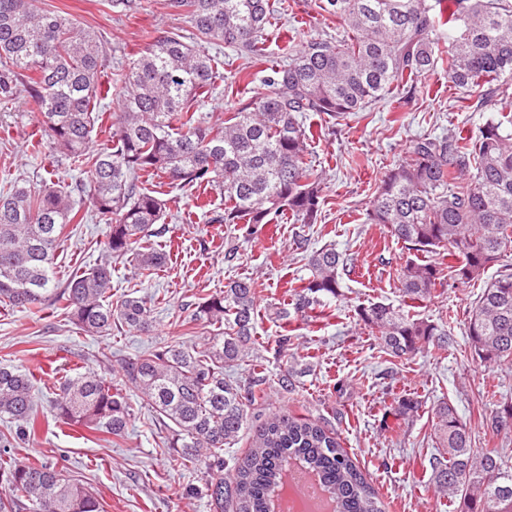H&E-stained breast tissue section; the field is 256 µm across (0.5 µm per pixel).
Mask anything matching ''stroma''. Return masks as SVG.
I'll return each instance as SVG.
<instances>
[{"instance_id":"obj_1","label":"stroma","mask_w":512,"mask_h":512,"mask_svg":"<svg viewBox=\"0 0 512 512\" xmlns=\"http://www.w3.org/2000/svg\"><path fill=\"white\" fill-rule=\"evenodd\" d=\"M141 3L139 11L125 13L111 9L107 0H39L41 8L65 12L102 35L108 81L128 67L148 39L183 23L166 0ZM289 3L288 11L266 28V62L281 60L285 42L299 46L318 34L344 35L343 23L318 15L311 0ZM500 83L504 92L492 106L474 110L475 96L449 84L443 58L413 98L390 93L342 125L311 116L308 159L324 183V205L315 224L286 216L247 236L235 225L213 222L214 213L224 209L220 197L202 211L186 193H169L164 231L155 239L167 254L166 265L145 280L128 261L112 263L113 296L132 293L150 299V331L123 328L98 338L84 335L56 312L33 315L0 307V364L39 377L38 405L47 410L54 386L72 368L108 371L120 360L213 335L214 327L191 320L190 304L222 291L230 281L252 279L262 288L254 350L262 369L254 371L257 363L246 362L227 374L241 385L261 375L262 398L248 407L238 440L225 446V471H233L251 448L258 425L287 413L335 433L378 492L385 512H459V502L438 498L430 481L434 408L451 404L470 427L474 447L501 448L512 456V430L496 432L482 424L483 416L512 403V365L480 362L464 329L472 303L497 270L488 268L484 276L464 283L447 275V253L427 254L443 275L419 315L447 330L451 340L441 352L430 349L409 360L391 357L358 312L372 302L400 306L399 276L410 253L386 227L369 223L367 210L386 171L405 158L417 136L472 137L487 120L511 114L512 73ZM36 131L24 92L0 100V188L18 180L35 188L67 186L77 178V170L37 147ZM107 232L105 221L86 210L83 222L65 231L57 250L59 269L75 274L98 263L105 256ZM327 245L350 254L355 271L343 276L338 296L325 299L328 319H294L293 343L280 352L281 329L269 318L267 306L289 299L310 275L312 252ZM289 367L296 376L286 393L277 378ZM403 395L417 397L419 407L401 418L396 409ZM129 398L133 414L123 437L82 433L54 420L36 438L18 442L12 453L23 462L47 460L64 468L99 493L105 512H213L204 466L181 465L178 449L169 445L170 431L156 422L137 393Z\"/></svg>"}]
</instances>
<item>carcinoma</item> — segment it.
Instances as JSON below:
<instances>
[{
	"mask_svg": "<svg viewBox=\"0 0 512 512\" xmlns=\"http://www.w3.org/2000/svg\"><path fill=\"white\" fill-rule=\"evenodd\" d=\"M314 0L319 13L341 20L342 38L313 36L285 60L266 68L263 91L224 121L205 125L194 107L224 78V60L206 45L222 42L237 58L261 57V36L283 0H169L192 29L174 27L145 44L139 56L102 82L104 43L97 32L35 0H0V98L17 90L30 98L41 139L56 162L87 174L74 187L31 188L18 181L0 191V306L38 314L47 308L84 333L107 337L118 326L148 331L144 297L112 300L110 258H131L145 277L167 255L149 244L162 230L163 192L144 184L158 178L170 188L211 191L224 198L219 224L250 235L260 224L291 214L317 223L322 182L305 159L311 112L339 124L366 104L397 89L411 98L436 69L448 30V82L477 95L484 106L512 72V0ZM115 91L110 139L91 147L101 102ZM469 182L452 185L462 175ZM89 202L108 224L107 258L62 280L55 253L67 225L84 220ZM418 256L443 249L448 272L473 280L512 252V133L489 121L473 138L420 137L407 158L383 177L368 212ZM352 258L332 247L308 260L311 275L294 290L295 312L336 297ZM488 283L465 322L474 355L512 365V264ZM441 270L406 262L402 304L432 296ZM257 284L237 279L197 303L194 320L223 327L195 345L175 342L121 361L112 374L87 368L59 383L51 416L37 410L34 376L0 365V414L15 424V438L35 437L53 418L92 433L122 436L131 418L127 389L136 390L170 421L171 447L182 460L203 462L214 512H271V497L291 465L317 478L334 512H384L383 504L333 433L307 418L275 415L262 422L248 454L224 475V446L236 440L255 386L224 380V367L252 357ZM377 330L379 345L409 359L448 347V333L384 302L359 310ZM438 445L431 481L438 492L463 499L464 512H512V466L498 448H474L453 406L443 403L432 423ZM490 427L512 428V407L495 412ZM0 437V512H102L98 495L47 461L17 462Z\"/></svg>",
	"mask_w": 512,
	"mask_h": 512,
	"instance_id": "cac0c4a2",
	"label": "carcinoma"
}]
</instances>
